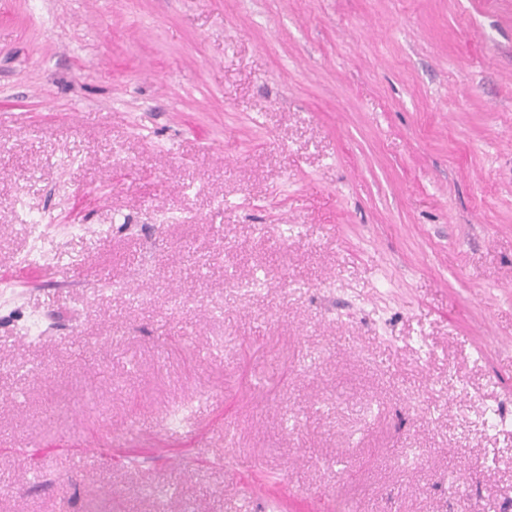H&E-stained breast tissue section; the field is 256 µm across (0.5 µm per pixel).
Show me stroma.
<instances>
[{"label":"stroma","instance_id":"obj_1","mask_svg":"<svg viewBox=\"0 0 512 512\" xmlns=\"http://www.w3.org/2000/svg\"><path fill=\"white\" fill-rule=\"evenodd\" d=\"M92 503L512 512V0H0V512Z\"/></svg>","mask_w":512,"mask_h":512}]
</instances>
